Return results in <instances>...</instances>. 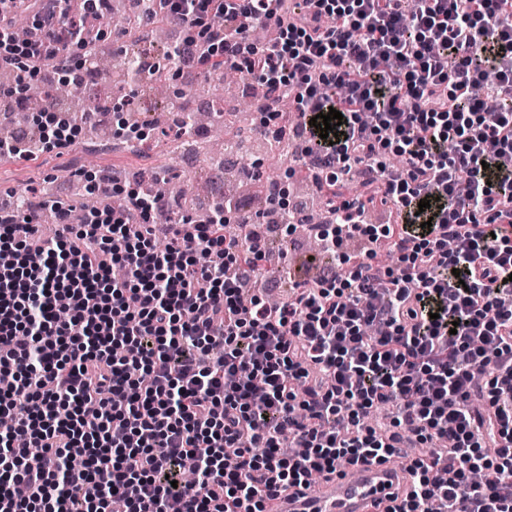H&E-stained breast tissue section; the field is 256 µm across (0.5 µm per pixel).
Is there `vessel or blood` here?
Returning a JSON list of instances; mask_svg holds the SVG:
<instances>
[{
    "label": "vessel or blood",
    "mask_w": 512,
    "mask_h": 512,
    "mask_svg": "<svg viewBox=\"0 0 512 512\" xmlns=\"http://www.w3.org/2000/svg\"><path fill=\"white\" fill-rule=\"evenodd\" d=\"M404 488L402 469L364 462L308 490L284 491L278 502L281 512H387Z\"/></svg>",
    "instance_id": "obj_1"
}]
</instances>
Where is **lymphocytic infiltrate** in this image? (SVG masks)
Here are the masks:
<instances>
[{
    "label": "lymphocytic infiltrate",
    "instance_id": "obj_1",
    "mask_svg": "<svg viewBox=\"0 0 512 512\" xmlns=\"http://www.w3.org/2000/svg\"><path fill=\"white\" fill-rule=\"evenodd\" d=\"M61 2L0 0V66L22 85L42 57L72 69ZM156 2L183 33L175 63L201 65L203 42L267 86L262 134L286 137L279 103L293 102L334 207L314 231L336 264L278 306H243L238 284L268 244L227 232L233 200L190 226L157 224L168 198L137 189L80 224L59 202L50 240L36 210L1 207L0 512H112L116 498L126 512H277L312 475L430 442L447 465L413 459L391 512H512V0ZM20 12L35 19L22 43ZM249 20L278 42L248 50ZM332 108L329 141L310 120ZM356 166L371 173L364 197L337 194ZM377 199L397 221L364 222ZM353 236L364 255L344 251ZM384 405L392 428L366 423Z\"/></svg>",
    "mask_w": 512,
    "mask_h": 512
}]
</instances>
